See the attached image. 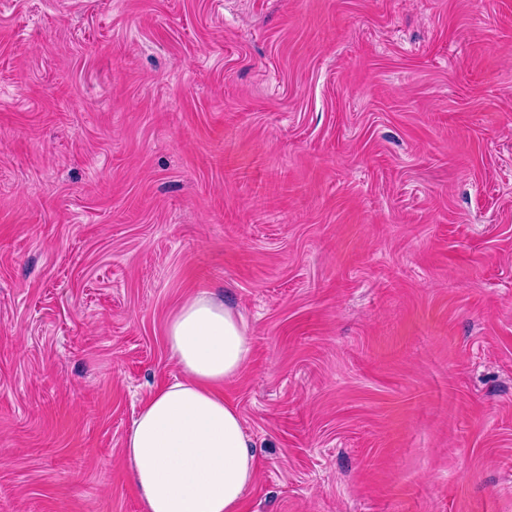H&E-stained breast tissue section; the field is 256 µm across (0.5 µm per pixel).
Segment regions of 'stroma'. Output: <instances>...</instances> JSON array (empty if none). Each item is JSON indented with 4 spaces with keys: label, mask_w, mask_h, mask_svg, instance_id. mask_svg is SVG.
I'll return each mask as SVG.
<instances>
[{
    "label": "stroma",
    "mask_w": 512,
    "mask_h": 512,
    "mask_svg": "<svg viewBox=\"0 0 512 512\" xmlns=\"http://www.w3.org/2000/svg\"><path fill=\"white\" fill-rule=\"evenodd\" d=\"M205 292L243 512H512V0H0V512H142Z\"/></svg>",
    "instance_id": "1"
}]
</instances>
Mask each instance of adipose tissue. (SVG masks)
<instances>
[{
	"instance_id": "obj_1",
	"label": "adipose tissue",
	"mask_w": 512,
	"mask_h": 512,
	"mask_svg": "<svg viewBox=\"0 0 512 512\" xmlns=\"http://www.w3.org/2000/svg\"><path fill=\"white\" fill-rule=\"evenodd\" d=\"M180 376L141 405L124 459L143 512H242L255 455L224 383L248 361L243 318L222 298L187 300L167 326Z\"/></svg>"
}]
</instances>
